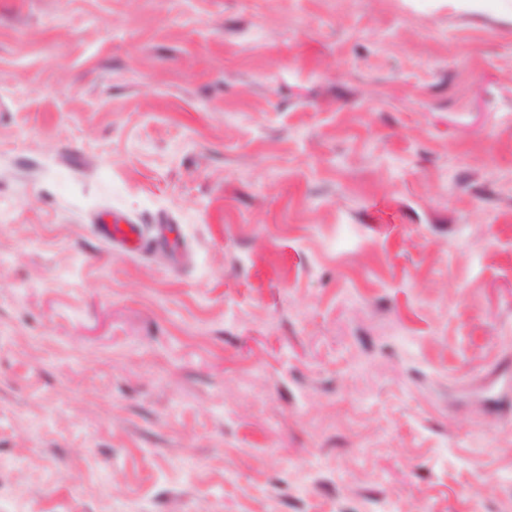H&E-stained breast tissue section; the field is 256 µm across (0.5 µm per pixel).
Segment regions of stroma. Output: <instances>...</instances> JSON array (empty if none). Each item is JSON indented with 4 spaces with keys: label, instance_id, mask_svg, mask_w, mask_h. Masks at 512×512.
<instances>
[{
    "label": "stroma",
    "instance_id": "35a3bbf8",
    "mask_svg": "<svg viewBox=\"0 0 512 512\" xmlns=\"http://www.w3.org/2000/svg\"><path fill=\"white\" fill-rule=\"evenodd\" d=\"M0 512H512V0H0ZM95 233L113 251L125 255L152 254L165 251L169 246L167 226L156 224L152 234L146 236L142 225L127 216H112V221L96 224Z\"/></svg>",
    "mask_w": 512,
    "mask_h": 512
}]
</instances>
